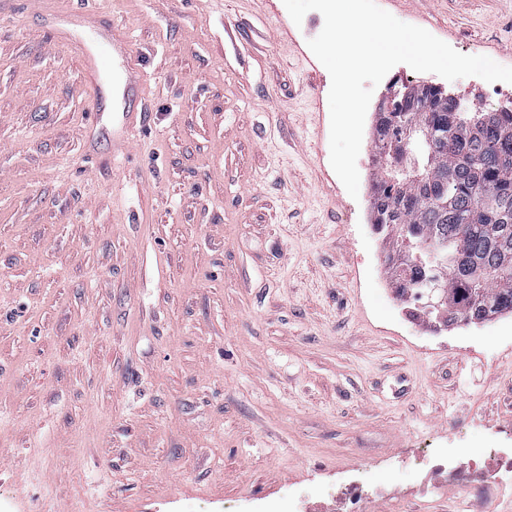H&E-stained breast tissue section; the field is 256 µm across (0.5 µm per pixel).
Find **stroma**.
<instances>
[{
	"instance_id": "stroma-1",
	"label": "stroma",
	"mask_w": 512,
	"mask_h": 512,
	"mask_svg": "<svg viewBox=\"0 0 512 512\" xmlns=\"http://www.w3.org/2000/svg\"><path fill=\"white\" fill-rule=\"evenodd\" d=\"M512 67V0H377ZM151 125L87 148L77 58L0 19V512H512L424 459L512 448V314L434 327L371 225L375 109L351 197L331 78L283 0H112ZM468 107L476 76L399 64ZM340 512H365L366 494L363 486L352 483L346 486L337 500Z\"/></svg>"
}]
</instances>
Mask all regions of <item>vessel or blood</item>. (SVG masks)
Listing matches in <instances>:
<instances>
[{"mask_svg":"<svg viewBox=\"0 0 512 512\" xmlns=\"http://www.w3.org/2000/svg\"><path fill=\"white\" fill-rule=\"evenodd\" d=\"M23 11L44 18L53 42L62 44L81 62V76L86 86L98 90L106 72L117 76L112 98V153L127 154L129 130L137 115L128 103L141 95L145 76L138 67L136 48L128 33L113 27L109 0H92V8L67 7L57 10L48 0H17Z\"/></svg>","mask_w":512,"mask_h":512,"instance_id":"obj_1","label":"vessel or blood"}]
</instances>
